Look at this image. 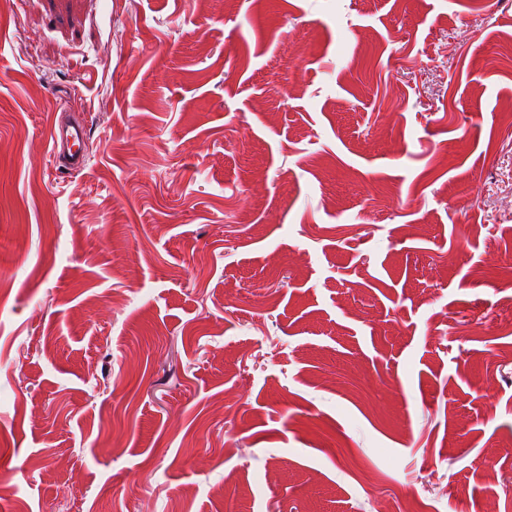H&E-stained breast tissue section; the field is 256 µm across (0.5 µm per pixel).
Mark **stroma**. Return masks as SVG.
Returning a JSON list of instances; mask_svg holds the SVG:
<instances>
[{"instance_id":"stroma-1","label":"stroma","mask_w":512,"mask_h":512,"mask_svg":"<svg viewBox=\"0 0 512 512\" xmlns=\"http://www.w3.org/2000/svg\"><path fill=\"white\" fill-rule=\"evenodd\" d=\"M507 148L512 0H0L7 512H512ZM86 136V126L81 121L55 125L51 129L49 140L52 151L62 166L71 171H80L85 167L86 157L82 145ZM59 148L62 149L61 152H58Z\"/></svg>"}]
</instances>
